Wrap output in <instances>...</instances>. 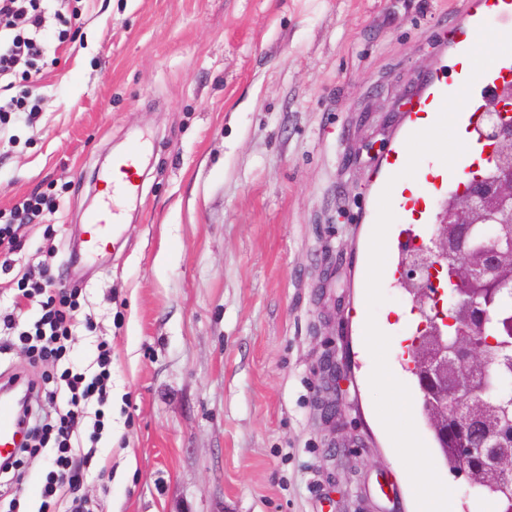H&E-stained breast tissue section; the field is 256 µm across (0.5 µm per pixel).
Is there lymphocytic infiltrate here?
<instances>
[{"instance_id":"f902f5d3","label":"lymphocytic infiltrate","mask_w":512,"mask_h":512,"mask_svg":"<svg viewBox=\"0 0 512 512\" xmlns=\"http://www.w3.org/2000/svg\"><path fill=\"white\" fill-rule=\"evenodd\" d=\"M64 0H0V79H7L12 94L0 103V116L26 111L37 90V62L48 42L43 34L45 14L61 13ZM50 195L17 201L8 212H0V256L13 253L17 232L43 210L55 206ZM81 288L63 284L50 264H43L38 278L28 280L16 304L38 301L40 315L32 330L17 339L0 336V355L22 344L32 363L52 366L41 381H27L31 403L23 411L28 442L16 457L0 463V474L21 475L28 458L46 454L50 469L40 489L42 512H50L57 498H64L65 512H89L81 492L83 478L72 465L73 453L83 446L80 427L90 402L105 405L111 377L112 346L97 345L98 371L93 377L73 368H61L68 359L74 332L79 324Z\"/></svg>"}]
</instances>
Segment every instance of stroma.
I'll return each instance as SVG.
<instances>
[{
  "mask_svg": "<svg viewBox=\"0 0 512 512\" xmlns=\"http://www.w3.org/2000/svg\"><path fill=\"white\" fill-rule=\"evenodd\" d=\"M470 0H75L39 63L34 112L0 126V208L53 193L0 271V314L52 246L89 326L70 360L93 376L112 344L94 512H417L375 409L367 318L419 390L401 345L421 321L402 284L369 312L373 172L406 124L400 104L446 70ZM145 144L127 219L96 259L77 252L102 174ZM348 363L335 428L314 405L316 361ZM416 429L454 512H490ZM30 479L0 487L38 512Z\"/></svg>",
  "mask_w": 512,
  "mask_h": 512,
  "instance_id": "stroma-1",
  "label": "stroma"
}]
</instances>
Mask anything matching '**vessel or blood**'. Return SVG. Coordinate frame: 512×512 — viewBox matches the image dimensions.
Wrapping results in <instances>:
<instances>
[{"mask_svg": "<svg viewBox=\"0 0 512 512\" xmlns=\"http://www.w3.org/2000/svg\"><path fill=\"white\" fill-rule=\"evenodd\" d=\"M488 24L497 32L512 33V0H471L464 32L452 35L455 55L451 76H435L425 93L408 108L409 124L406 131L412 134L435 123L446 96L458 93L466 85L471 88L470 98L456 119V131L463 138L467 150L454 167H447L438 158L432 157L428 159L420 178L415 180L403 174L408 162L406 144L401 142L391 148L379 176V183L383 186L391 185V205L398 210L401 223H431L434 199L447 193L449 185L457 182L459 173L473 171L478 157L487 153L486 145L476 132L480 109L485 102L512 83V55L497 58L482 75L473 73L470 47L465 37L478 34L480 27ZM139 158L140 151L134 147L113 160L112 168L106 175L111 195L104 198L102 204L87 216V257H96L104 238L113 228V195L136 191V164ZM19 409L14 392L9 391L8 387H1V458L14 455L24 441L26 427L19 419Z\"/></svg>", "mask_w": 512, "mask_h": 512, "instance_id": "1", "label": "vessel or blood"}]
</instances>
